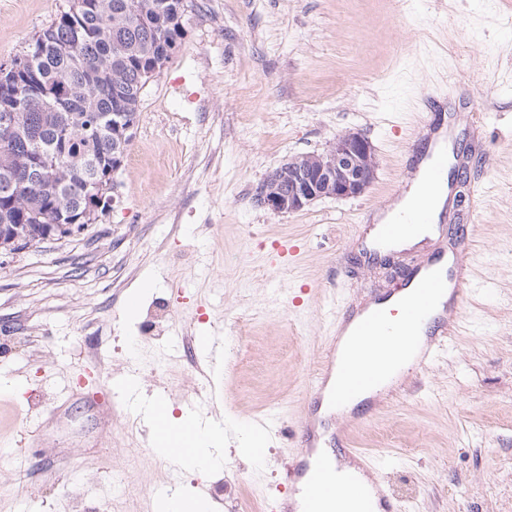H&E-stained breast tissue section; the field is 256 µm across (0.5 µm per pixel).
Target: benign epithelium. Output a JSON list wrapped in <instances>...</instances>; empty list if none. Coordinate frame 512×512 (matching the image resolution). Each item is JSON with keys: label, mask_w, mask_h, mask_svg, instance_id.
<instances>
[{"label": "benign epithelium", "mask_w": 512, "mask_h": 512, "mask_svg": "<svg viewBox=\"0 0 512 512\" xmlns=\"http://www.w3.org/2000/svg\"><path fill=\"white\" fill-rule=\"evenodd\" d=\"M306 158L304 165L277 167L275 183L264 187L257 202L274 213H290L323 198L357 197L371 184L377 166L370 142L358 132L340 135L323 155Z\"/></svg>", "instance_id": "benign-epithelium-1"}]
</instances>
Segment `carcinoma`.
Wrapping results in <instances>:
<instances>
[{
	"label": "carcinoma",
	"instance_id": "1",
	"mask_svg": "<svg viewBox=\"0 0 512 512\" xmlns=\"http://www.w3.org/2000/svg\"><path fill=\"white\" fill-rule=\"evenodd\" d=\"M187 8V0H85L28 44L31 66L0 81V112L16 113L14 130L0 128V225L23 234L13 251L68 237L63 214L83 223L87 184L112 180L115 125L138 122L144 73L170 61ZM91 122L85 137L62 135Z\"/></svg>",
	"mask_w": 512,
	"mask_h": 512
}]
</instances>
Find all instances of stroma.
Instances as JSON below:
<instances>
[{
	"instance_id": "35a3bbf8",
	"label": "stroma",
	"mask_w": 512,
	"mask_h": 512,
	"mask_svg": "<svg viewBox=\"0 0 512 512\" xmlns=\"http://www.w3.org/2000/svg\"><path fill=\"white\" fill-rule=\"evenodd\" d=\"M67 0H0V63L21 55ZM479 114L451 145L466 179L457 224L439 245L474 251L464 311L418 385L362 406L352 447L385 464L404 512H512V0H192L185 35L145 88L116 175L119 204L80 233L0 267V512H102L115 493L160 512L157 488L211 512H269L308 415L323 352V305L336 289L395 288L410 256L353 250L361 224L412 170L416 116ZM358 132L379 161L359 197L299 212L258 205L255 190L289 158ZM301 244L291 265L272 244ZM152 282L140 292L143 282ZM319 285L300 310L282 294ZM168 305L158 336L143 321ZM217 331L226 373L187 366L185 336ZM135 375L174 418L202 383L239 437L269 408L280 439L261 459L230 447L216 469L171 475L117 377ZM142 449L123 477L121 451Z\"/></svg>"
}]
</instances>
